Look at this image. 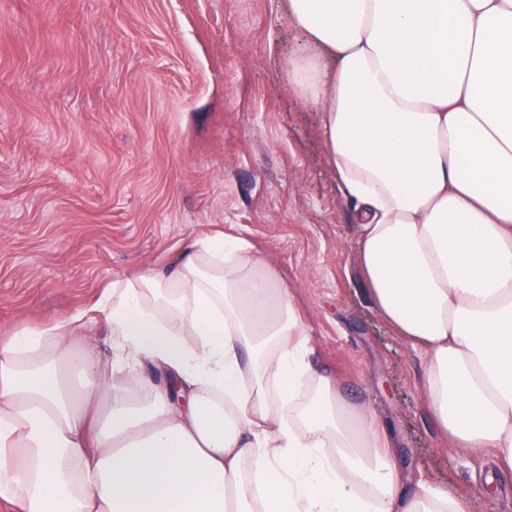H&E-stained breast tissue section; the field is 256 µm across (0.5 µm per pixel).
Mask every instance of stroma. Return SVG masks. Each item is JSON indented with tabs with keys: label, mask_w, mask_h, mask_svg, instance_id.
<instances>
[{
	"label": "stroma",
	"mask_w": 512,
	"mask_h": 512,
	"mask_svg": "<svg viewBox=\"0 0 512 512\" xmlns=\"http://www.w3.org/2000/svg\"><path fill=\"white\" fill-rule=\"evenodd\" d=\"M300 42L278 0H0V333L224 230L284 272L406 478L512 512V481L485 486L491 458L437 444L424 355L365 297L320 115L282 68Z\"/></svg>",
	"instance_id": "1"
}]
</instances>
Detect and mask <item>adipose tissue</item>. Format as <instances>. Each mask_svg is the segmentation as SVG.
<instances>
[{"label": "adipose tissue", "instance_id": "1", "mask_svg": "<svg viewBox=\"0 0 512 512\" xmlns=\"http://www.w3.org/2000/svg\"><path fill=\"white\" fill-rule=\"evenodd\" d=\"M285 64L355 205V263L440 444L512 479V0H282ZM281 271L221 230L0 336L18 512H471L406 481ZM107 339L99 349L93 337Z\"/></svg>", "mask_w": 512, "mask_h": 512}]
</instances>
